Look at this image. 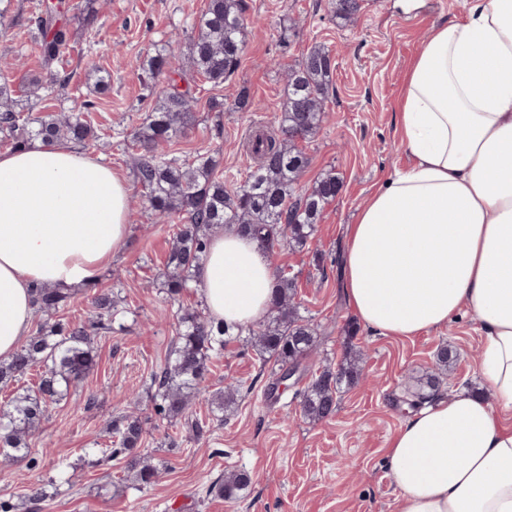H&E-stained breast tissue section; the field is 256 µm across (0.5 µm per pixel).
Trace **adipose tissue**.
<instances>
[{
    "label": "adipose tissue",
    "instance_id": "adipose-tissue-1",
    "mask_svg": "<svg viewBox=\"0 0 512 512\" xmlns=\"http://www.w3.org/2000/svg\"><path fill=\"white\" fill-rule=\"evenodd\" d=\"M398 126L413 157L348 227L345 293L364 326L411 337L469 311L497 402L461 393L406 418L386 457L398 512H512V0H468L413 61ZM126 178L60 143L0 153V359L27 336L33 291L88 283L126 239ZM213 321L248 327L274 272L216 229L195 270Z\"/></svg>",
    "mask_w": 512,
    "mask_h": 512
}]
</instances>
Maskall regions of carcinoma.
Returning a JSON list of instances; mask_svg holds the SVG:
<instances>
[{
	"instance_id": "obj_1",
	"label": "carcinoma",
	"mask_w": 512,
	"mask_h": 512,
	"mask_svg": "<svg viewBox=\"0 0 512 512\" xmlns=\"http://www.w3.org/2000/svg\"><path fill=\"white\" fill-rule=\"evenodd\" d=\"M243 0H207L204 11L193 24L194 35L188 47L189 68H174V49L167 46L142 60L140 67L158 83L156 106L131 134L141 149L133 159V172L154 215L173 225V246L168 256L166 293L173 303L190 283L203 258L213 228H233L254 240L263 251L295 250L307 245L326 206L341 190L339 179L329 172L309 191L300 189V179L309 164L298 141L316 134L326 120L325 102L332 86L335 68L332 50L316 44L289 67L287 90L279 126L266 129L250 140L255 159L245 179L234 189L224 188L215 175L217 161L208 153L190 162L169 159L157 153L160 143L181 135L193 125V104L197 82L221 85L239 66L244 49L246 24ZM362 9V0H336V17L352 21ZM57 7L45 5L37 17L36 50L46 75L33 79L37 90L64 85L68 79L51 70L67 44L66 32L56 25ZM69 113H43L32 103L18 112L9 97L8 83L0 84V139L12 149H22L34 139L44 142H72L99 146L100 137L86 119L85 110ZM295 278L280 270L270 315L258 328L248 329L254 347L265 361H273L274 375L298 369L313 350L317 331L300 314L295 302ZM69 293L40 286L34 291L36 313L45 317L37 335L20 346L11 360L0 362V384L23 380L36 366L42 367L36 387H20L8 408L0 409V455L24 458L28 438L45 419L49 408L59 403L69 388L83 381L96 365L92 334L110 333L113 325L124 328L122 311L112 295L96 291L91 296L94 319L88 325L54 322L65 306ZM173 350L165 366L153 374L149 389L156 417L178 420L186 416L191 402L209 371L212 356L222 353L224 337L242 335L217 325L196 307L179 306ZM360 356L347 354L336 371L323 369L311 376L300 392L304 417L319 421L336 413L337 395L344 386L359 382ZM437 377L416 379L408 388L411 404L423 403L435 390ZM239 386L229 384L210 400L213 411L224 413L235 404ZM146 420L128 414L112 421L109 456L125 459V481L134 488L155 482L158 470L138 452L145 434ZM252 483L246 471L233 472L214 485L216 493L237 499Z\"/></svg>"
}]
</instances>
